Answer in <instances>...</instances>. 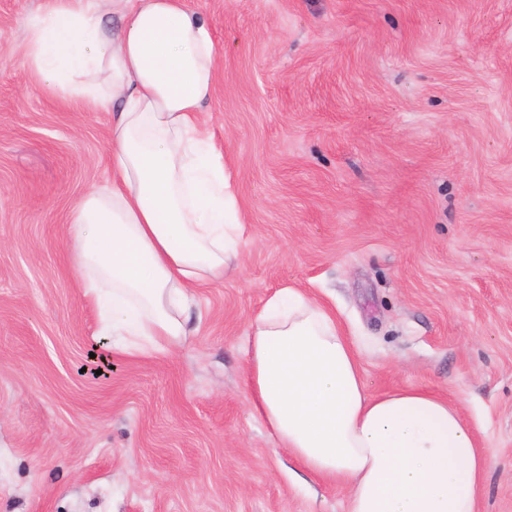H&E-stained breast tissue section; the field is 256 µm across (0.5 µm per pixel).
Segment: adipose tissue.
<instances>
[{
	"label": "adipose tissue",
	"mask_w": 512,
	"mask_h": 512,
	"mask_svg": "<svg viewBox=\"0 0 512 512\" xmlns=\"http://www.w3.org/2000/svg\"><path fill=\"white\" fill-rule=\"evenodd\" d=\"M23 56L49 92L112 110V179L73 206L68 252L109 353L168 355L196 289L223 281L244 242L231 175L198 122L219 65L211 28L185 0H48ZM246 355L251 415L313 476L345 485L348 512H476L487 457L471 427L427 389L370 393L322 304L277 291Z\"/></svg>",
	"instance_id": "ef3b65f1"
}]
</instances>
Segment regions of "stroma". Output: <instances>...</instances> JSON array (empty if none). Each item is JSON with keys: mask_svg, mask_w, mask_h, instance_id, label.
Here are the masks:
<instances>
[{"mask_svg": "<svg viewBox=\"0 0 512 512\" xmlns=\"http://www.w3.org/2000/svg\"><path fill=\"white\" fill-rule=\"evenodd\" d=\"M186 5L246 242L147 358L107 356L66 247L112 114L25 64L45 0H0V512H347L249 414L246 334L285 287L334 313L370 392L456 404L488 452L478 512H512V0Z\"/></svg>", "mask_w": 512, "mask_h": 512, "instance_id": "obj_1", "label": "stroma"}]
</instances>
